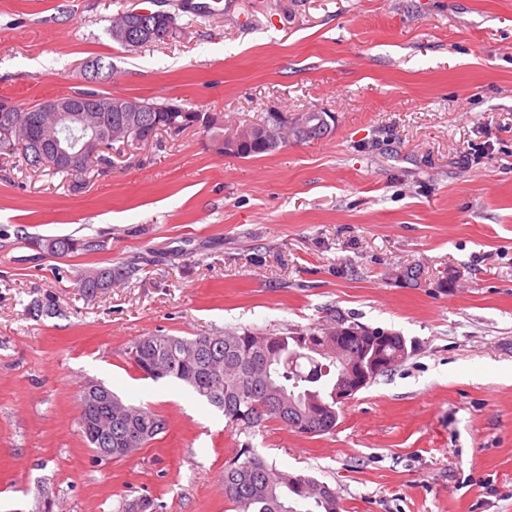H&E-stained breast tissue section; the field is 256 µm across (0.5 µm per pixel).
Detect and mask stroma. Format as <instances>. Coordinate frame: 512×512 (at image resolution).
Segmentation results:
<instances>
[{"instance_id": "obj_1", "label": "stroma", "mask_w": 512, "mask_h": 512, "mask_svg": "<svg viewBox=\"0 0 512 512\" xmlns=\"http://www.w3.org/2000/svg\"><path fill=\"white\" fill-rule=\"evenodd\" d=\"M0 0V103L89 89L185 100L237 124L331 113L322 138L246 159L191 127L78 177L0 147V512H233L224 464L251 442L334 489L342 512H512V0ZM175 14L137 51L114 15ZM102 65L93 71L92 62ZM100 235L65 256L34 237ZM132 266L85 297L79 275ZM418 270L406 280L407 270ZM51 295L53 314L29 315ZM413 354L330 433H239L128 360L143 336L334 318ZM98 382L162 416L132 457L95 462L78 393ZM157 14H168L163 11H149V10H141V11H132L127 14H121L117 17H114L112 23V36L115 40L123 42L125 44H132L135 39H137V34L134 35L132 33V22L133 17H150L153 18Z\"/></svg>"}]
</instances>
